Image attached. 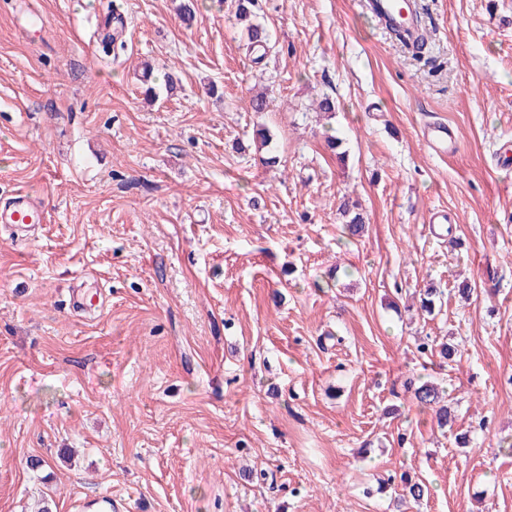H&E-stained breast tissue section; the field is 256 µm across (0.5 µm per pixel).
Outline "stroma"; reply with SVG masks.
Listing matches in <instances>:
<instances>
[{"instance_id": "obj_1", "label": "stroma", "mask_w": 512, "mask_h": 512, "mask_svg": "<svg viewBox=\"0 0 512 512\" xmlns=\"http://www.w3.org/2000/svg\"><path fill=\"white\" fill-rule=\"evenodd\" d=\"M181 2L0 0V196L47 211L0 230V512H395L408 478L405 512H512V0H420L419 59L364 0H256L260 58L229 0ZM425 137L436 153H448L457 147L455 135L447 124L440 123L429 127ZM46 211L42 204L24 190L0 200V224L17 235H27L31 228L44 224ZM361 204L358 201H350L349 198H344L343 203L339 206L341 215L349 217L346 220L347 235L351 239L362 237L365 231V220L360 212ZM416 400L434 412L437 425L440 428L451 427L455 415L447 406H440L441 393L432 384L424 383L417 387L414 392Z\"/></svg>"}]
</instances>
